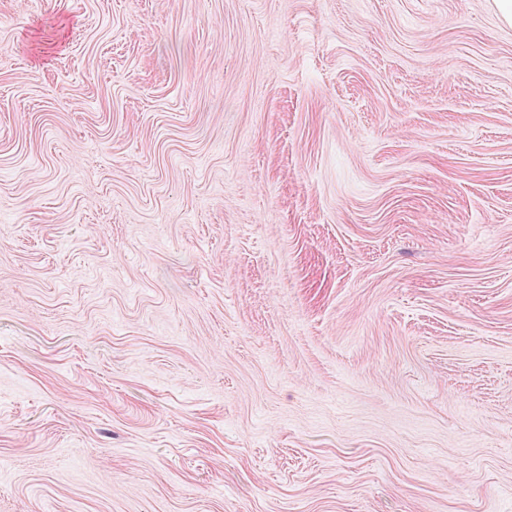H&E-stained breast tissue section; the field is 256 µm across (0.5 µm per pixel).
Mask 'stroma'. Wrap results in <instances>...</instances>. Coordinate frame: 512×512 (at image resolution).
Returning <instances> with one entry per match:
<instances>
[{"mask_svg":"<svg viewBox=\"0 0 512 512\" xmlns=\"http://www.w3.org/2000/svg\"><path fill=\"white\" fill-rule=\"evenodd\" d=\"M0 512H512L495 0H0Z\"/></svg>","mask_w":512,"mask_h":512,"instance_id":"35a3bbf8","label":"stroma"}]
</instances>
